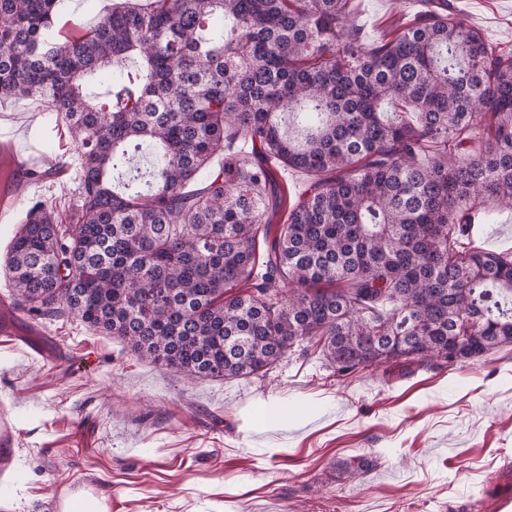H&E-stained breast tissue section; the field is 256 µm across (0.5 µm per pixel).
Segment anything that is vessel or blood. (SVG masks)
Returning a JSON list of instances; mask_svg holds the SVG:
<instances>
[{"label":"vessel or blood","mask_w":512,"mask_h":512,"mask_svg":"<svg viewBox=\"0 0 512 512\" xmlns=\"http://www.w3.org/2000/svg\"><path fill=\"white\" fill-rule=\"evenodd\" d=\"M0 155L13 160L11 185L6 190L0 188V224L15 223L20 205L29 199L38 183L60 179L69 172L67 159L63 156L51 165H44L23 127H0ZM0 336L10 337L13 343L21 345L30 354L40 357L45 354L41 329L25 326L3 296L0 297ZM480 507L482 512H512L511 462H504L485 481Z\"/></svg>","instance_id":"vessel-or-blood-1"}]
</instances>
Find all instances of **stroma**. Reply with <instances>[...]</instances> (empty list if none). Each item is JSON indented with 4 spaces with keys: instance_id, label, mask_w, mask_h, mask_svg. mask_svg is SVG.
Returning <instances> with one entry per match:
<instances>
[{
    "instance_id": "stroma-1",
    "label": "stroma",
    "mask_w": 512,
    "mask_h": 512,
    "mask_svg": "<svg viewBox=\"0 0 512 512\" xmlns=\"http://www.w3.org/2000/svg\"><path fill=\"white\" fill-rule=\"evenodd\" d=\"M119 0H60L62 35L85 32ZM498 50H512V0H448ZM421 0H353L356 26L393 33ZM46 161L77 151L36 101L0 102ZM485 249L512 252V209L486 200ZM59 349L30 357L0 339V419L14 431L0 512H451L512 461V346L442 370L337 378L317 353L261 379L188 378L119 340L61 319ZM366 461L360 477L347 466Z\"/></svg>"
}]
</instances>
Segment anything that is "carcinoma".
I'll return each mask as SVG.
<instances>
[{"mask_svg": "<svg viewBox=\"0 0 512 512\" xmlns=\"http://www.w3.org/2000/svg\"><path fill=\"white\" fill-rule=\"evenodd\" d=\"M350 2L125 0L61 39L59 0H0V100L43 102L80 144L67 216L32 198L10 242L15 304L192 377L512 346V253L469 236L483 199L512 207V52L440 6L366 39Z\"/></svg>", "mask_w": 512, "mask_h": 512, "instance_id": "obj_1", "label": "carcinoma"}]
</instances>
